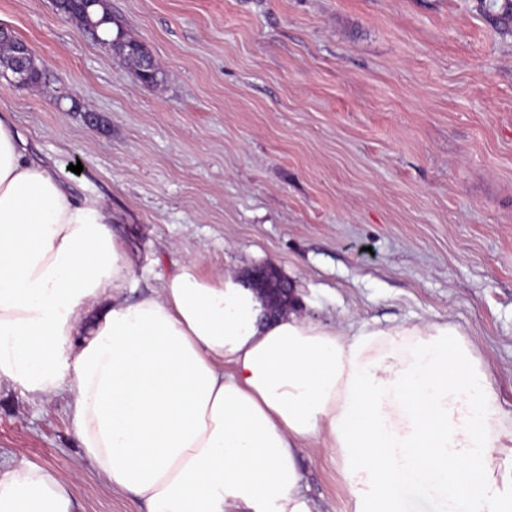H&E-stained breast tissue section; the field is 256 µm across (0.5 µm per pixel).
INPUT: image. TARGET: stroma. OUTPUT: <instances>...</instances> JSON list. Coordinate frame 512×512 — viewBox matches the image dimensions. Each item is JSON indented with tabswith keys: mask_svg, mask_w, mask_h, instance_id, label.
<instances>
[{
	"mask_svg": "<svg viewBox=\"0 0 512 512\" xmlns=\"http://www.w3.org/2000/svg\"><path fill=\"white\" fill-rule=\"evenodd\" d=\"M165 75L143 83L53 0H0L39 84L0 79L27 158L96 197L125 295L187 262L275 266L330 326L448 320L512 413V21L487 0H107ZM82 163L81 173L70 164ZM0 463L70 484L79 512H141L84 459L64 397L0 387ZM304 492L352 512L324 449Z\"/></svg>",
	"mask_w": 512,
	"mask_h": 512,
	"instance_id": "stroma-1",
	"label": "stroma"
}]
</instances>
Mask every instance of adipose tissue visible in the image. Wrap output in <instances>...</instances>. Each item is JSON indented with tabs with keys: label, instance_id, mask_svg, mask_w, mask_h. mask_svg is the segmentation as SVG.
Returning <instances> with one entry per match:
<instances>
[{
	"label": "adipose tissue",
	"instance_id": "1",
	"mask_svg": "<svg viewBox=\"0 0 512 512\" xmlns=\"http://www.w3.org/2000/svg\"><path fill=\"white\" fill-rule=\"evenodd\" d=\"M131 272L110 208L28 163L0 116V384L65 396L110 490L146 512H320L299 465L315 445L353 512H512V415L452 322L268 320L238 273L191 263L132 301ZM0 512L77 505L47 469L0 467Z\"/></svg>",
	"mask_w": 512,
	"mask_h": 512
}]
</instances>
